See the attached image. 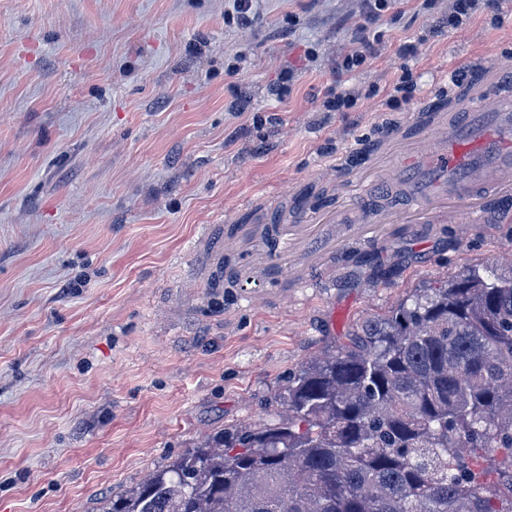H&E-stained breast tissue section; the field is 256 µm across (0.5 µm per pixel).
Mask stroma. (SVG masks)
<instances>
[{
  "mask_svg": "<svg viewBox=\"0 0 512 512\" xmlns=\"http://www.w3.org/2000/svg\"><path fill=\"white\" fill-rule=\"evenodd\" d=\"M452 4L254 0L245 28L234 0H0V512H98L277 419L290 372L414 288L512 249L495 204L462 238L348 201L398 143L426 152L430 103L512 96L482 81L512 66V0L458 26ZM361 25L375 51L339 72ZM331 87L356 106L324 110Z\"/></svg>",
  "mask_w": 512,
  "mask_h": 512,
  "instance_id": "35a3bbf8",
  "label": "stroma"
}]
</instances>
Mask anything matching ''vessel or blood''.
Listing matches in <instances>:
<instances>
[{
  "label": "vessel or blood",
  "instance_id": "1",
  "mask_svg": "<svg viewBox=\"0 0 512 512\" xmlns=\"http://www.w3.org/2000/svg\"><path fill=\"white\" fill-rule=\"evenodd\" d=\"M412 161L409 154L397 157L375 181L385 188L408 179L403 212L434 222L484 223L483 200L512 193V106L489 107L474 97L433 141L424 171Z\"/></svg>",
  "mask_w": 512,
  "mask_h": 512
}]
</instances>
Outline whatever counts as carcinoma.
Here are the masks:
<instances>
[{"label": "carcinoma", "instance_id": "cac0c4a2", "mask_svg": "<svg viewBox=\"0 0 512 512\" xmlns=\"http://www.w3.org/2000/svg\"><path fill=\"white\" fill-rule=\"evenodd\" d=\"M362 332L288 376V420L217 433L100 512H512V264Z\"/></svg>", "mask_w": 512, "mask_h": 512}]
</instances>
